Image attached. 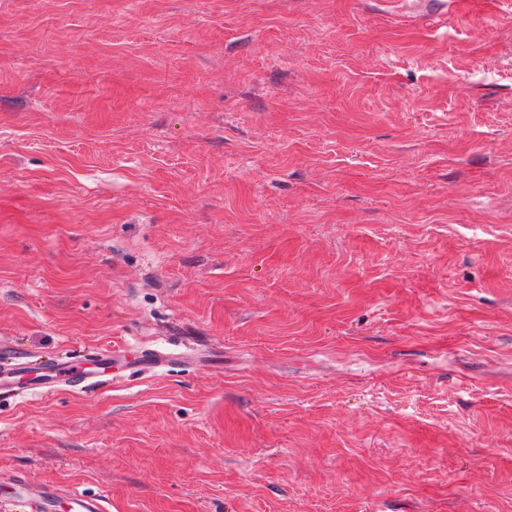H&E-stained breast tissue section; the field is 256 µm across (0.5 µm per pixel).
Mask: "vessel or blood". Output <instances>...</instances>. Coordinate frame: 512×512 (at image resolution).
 Wrapping results in <instances>:
<instances>
[{"mask_svg":"<svg viewBox=\"0 0 512 512\" xmlns=\"http://www.w3.org/2000/svg\"><path fill=\"white\" fill-rule=\"evenodd\" d=\"M122 354V349L116 347L100 348L92 351L83 365L61 357L2 360L0 398L19 399L32 392L48 395L63 387L86 388L101 384L103 378L111 376L113 363ZM0 493L16 502L22 512H56L62 501L67 502L69 512H106L104 496L92 497L77 490L64 492L49 480L36 487L23 472L1 479Z\"/></svg>","mask_w":512,"mask_h":512,"instance_id":"b4317fda","label":"vessel or blood"}]
</instances>
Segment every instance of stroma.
I'll list each match as a JSON object with an SVG mask.
<instances>
[{"instance_id": "stroma-1", "label": "stroma", "mask_w": 512, "mask_h": 512, "mask_svg": "<svg viewBox=\"0 0 512 512\" xmlns=\"http://www.w3.org/2000/svg\"><path fill=\"white\" fill-rule=\"evenodd\" d=\"M113 346L0 477L512 512V0H0V358Z\"/></svg>"}]
</instances>
